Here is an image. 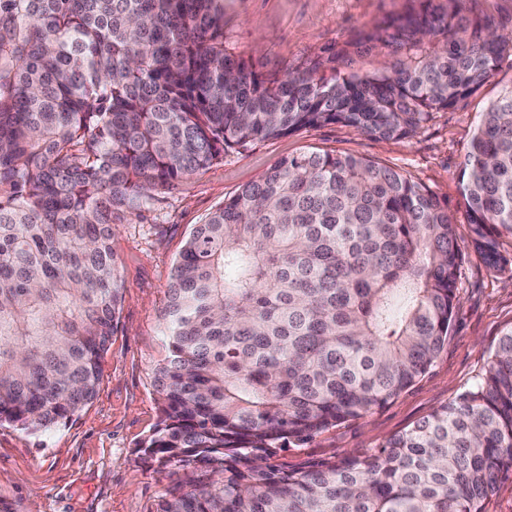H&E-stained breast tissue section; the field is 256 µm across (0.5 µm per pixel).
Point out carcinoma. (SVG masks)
<instances>
[{"mask_svg": "<svg viewBox=\"0 0 512 512\" xmlns=\"http://www.w3.org/2000/svg\"><path fill=\"white\" fill-rule=\"evenodd\" d=\"M366 35L394 62L266 76L224 50L223 0H0V426L45 433L95 396L122 280L112 224L224 151L340 123L423 128L512 60L491 19L419 0ZM471 240L512 267V89L460 173ZM461 248L400 172L307 151L194 227L160 312L157 512H485L512 473V327L452 401L373 452L289 470L290 444L385 407L448 342Z\"/></svg>", "mask_w": 512, "mask_h": 512, "instance_id": "1", "label": "carcinoma"}]
</instances>
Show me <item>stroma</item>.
Returning <instances> with one entry per match:
<instances>
[{
	"instance_id": "obj_1",
	"label": "stroma",
	"mask_w": 512,
	"mask_h": 512,
	"mask_svg": "<svg viewBox=\"0 0 512 512\" xmlns=\"http://www.w3.org/2000/svg\"><path fill=\"white\" fill-rule=\"evenodd\" d=\"M415 0H224V47L266 75L303 71L341 49V72L381 69L385 49L364 37L415 8ZM512 86L502 66L475 95L434 113L412 136L373 139L328 124L226 151L142 210L119 215L114 249L124 300L95 398L43 434L0 427V501L12 512H156L170 482L144 466L137 445L160 419L154 371L166 355L158 321L170 269L192 228L274 162L304 151L354 155L401 172L448 203L462 250L459 306L448 343L428 373L385 407L329 429L277 461L296 469L364 455L454 399L482 372L501 331L512 327V273L490 269L471 243L459 173L482 112Z\"/></svg>"
}]
</instances>
